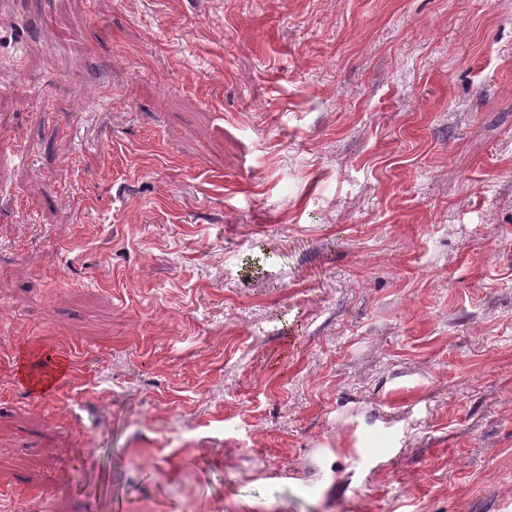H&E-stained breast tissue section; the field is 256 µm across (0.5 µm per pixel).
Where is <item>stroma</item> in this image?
I'll use <instances>...</instances> for the list:
<instances>
[{"mask_svg": "<svg viewBox=\"0 0 512 512\" xmlns=\"http://www.w3.org/2000/svg\"><path fill=\"white\" fill-rule=\"evenodd\" d=\"M17 10L0 512H512V0Z\"/></svg>", "mask_w": 512, "mask_h": 512, "instance_id": "stroma-1", "label": "stroma"}]
</instances>
